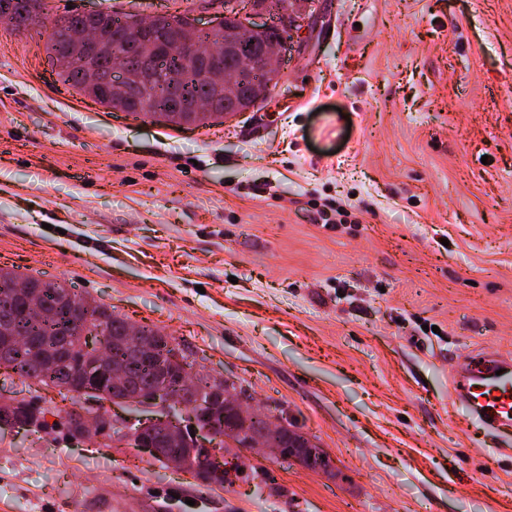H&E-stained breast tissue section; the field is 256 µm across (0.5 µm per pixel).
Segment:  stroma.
Masks as SVG:
<instances>
[{"instance_id": "1", "label": "stroma", "mask_w": 512, "mask_h": 512, "mask_svg": "<svg viewBox=\"0 0 512 512\" xmlns=\"http://www.w3.org/2000/svg\"><path fill=\"white\" fill-rule=\"evenodd\" d=\"M311 11L270 97L206 127L113 111L59 81L48 30L0 26V267L161 330L329 470L238 448L206 490L127 441L0 428V512H512V433L448 390L512 353V0ZM0 394L71 407L1 369Z\"/></svg>"}]
</instances>
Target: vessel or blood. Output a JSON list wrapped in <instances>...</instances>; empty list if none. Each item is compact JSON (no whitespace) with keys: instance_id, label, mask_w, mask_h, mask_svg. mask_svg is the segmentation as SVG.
Returning <instances> with one entry per match:
<instances>
[{"instance_id":"b4317fda","label":"vessel or blood","mask_w":512,"mask_h":512,"mask_svg":"<svg viewBox=\"0 0 512 512\" xmlns=\"http://www.w3.org/2000/svg\"><path fill=\"white\" fill-rule=\"evenodd\" d=\"M453 400L467 406L492 430L512 428V356L483 347L470 355L468 366L449 373Z\"/></svg>"}]
</instances>
